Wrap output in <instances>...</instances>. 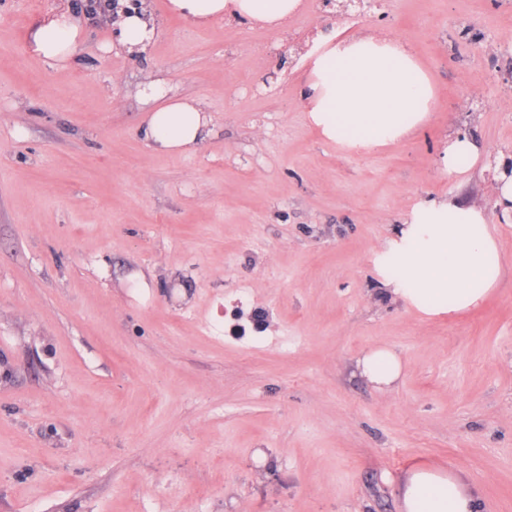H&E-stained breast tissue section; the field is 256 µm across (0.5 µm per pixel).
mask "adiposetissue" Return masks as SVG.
Here are the masks:
<instances>
[{
  "instance_id": "ef3b65f1",
  "label": "adipose tissue",
  "mask_w": 512,
  "mask_h": 512,
  "mask_svg": "<svg viewBox=\"0 0 512 512\" xmlns=\"http://www.w3.org/2000/svg\"><path fill=\"white\" fill-rule=\"evenodd\" d=\"M301 0H169V9L204 26L232 18L277 29L294 15ZM116 25L127 51L143 49L156 37L146 9L122 7ZM84 34L71 11L46 18L33 32L39 56L69 64ZM308 79L302 93L311 124L347 149L381 147L422 126L434 94L430 77L413 53L388 35L338 40L316 33L307 52ZM153 108L145 137L154 149L184 154L203 140L211 123L200 103L172 99L156 83L146 84ZM486 153L474 138L459 134L441 158L445 172L461 174ZM374 263L386 288L403 302L434 316L477 307L497 287L503 258L482 209L450 200L423 202L410 223L396 228L376 252ZM363 377L377 388L399 380L402 362L386 347H376L358 362ZM405 512H478L476 490L456 472L412 469L403 484Z\"/></svg>"
}]
</instances>
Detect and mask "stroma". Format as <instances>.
<instances>
[{
  "label": "stroma",
  "instance_id": "1",
  "mask_svg": "<svg viewBox=\"0 0 512 512\" xmlns=\"http://www.w3.org/2000/svg\"><path fill=\"white\" fill-rule=\"evenodd\" d=\"M94 2L0 0V512H403L420 466L512 512V221L486 163L440 170L458 133L512 157V0H303L275 31L133 0L161 31L133 55ZM65 9L92 18L63 67L30 39ZM326 28L412 50L421 130L318 134L302 89ZM149 81L208 111L195 151L145 139ZM431 198L481 207L504 256L475 309L425 316L374 271ZM377 345L393 388L357 369ZM358 369L369 382L384 389L399 380L402 362L393 350L381 346L371 349L358 360Z\"/></svg>",
  "mask_w": 512,
  "mask_h": 512
}]
</instances>
